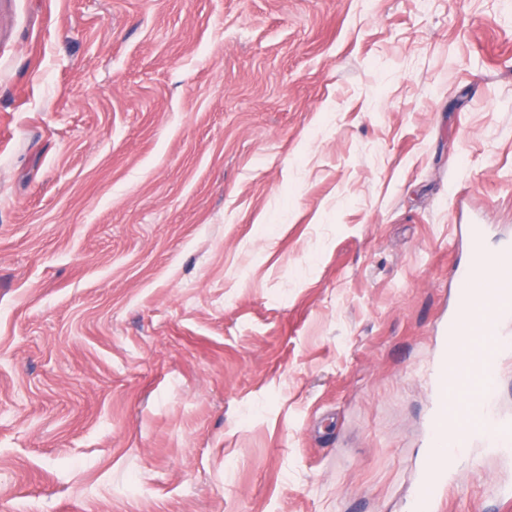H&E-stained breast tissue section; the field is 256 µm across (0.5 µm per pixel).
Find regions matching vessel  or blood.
<instances>
[{
  "mask_svg": "<svg viewBox=\"0 0 512 512\" xmlns=\"http://www.w3.org/2000/svg\"><path fill=\"white\" fill-rule=\"evenodd\" d=\"M485 228L468 227L469 261L456 268L461 283L458 306L443 329V360L438 374L448 404L436 418V433L426 462L430 472L415 487L410 512H435L448 475V460L467 453L474 438L501 452H512V418L495 409L497 360L512 349V338L500 334L499 322L512 316V250L495 255L485 250ZM494 260L490 298L471 282L486 260Z\"/></svg>",
  "mask_w": 512,
  "mask_h": 512,
  "instance_id": "vessel-or-blood-1",
  "label": "vessel or blood"
}]
</instances>
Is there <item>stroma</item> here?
Wrapping results in <instances>:
<instances>
[{"label":"stroma","mask_w":512,"mask_h":512,"mask_svg":"<svg viewBox=\"0 0 512 512\" xmlns=\"http://www.w3.org/2000/svg\"><path fill=\"white\" fill-rule=\"evenodd\" d=\"M468 224L500 0H0V512H408Z\"/></svg>","instance_id":"35a3bbf8"}]
</instances>
